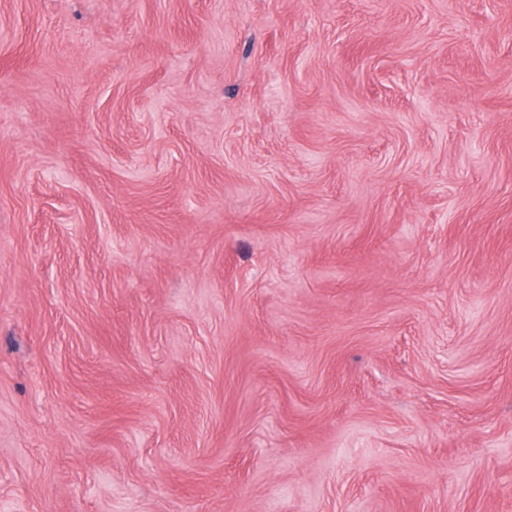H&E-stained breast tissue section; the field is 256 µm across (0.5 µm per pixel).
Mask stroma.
<instances>
[{
  "instance_id": "stroma-1",
  "label": "stroma",
  "mask_w": 512,
  "mask_h": 512,
  "mask_svg": "<svg viewBox=\"0 0 512 512\" xmlns=\"http://www.w3.org/2000/svg\"><path fill=\"white\" fill-rule=\"evenodd\" d=\"M0 512H512V0H0Z\"/></svg>"
}]
</instances>
